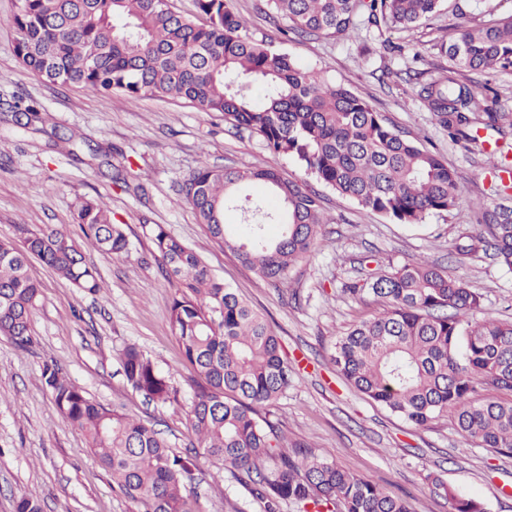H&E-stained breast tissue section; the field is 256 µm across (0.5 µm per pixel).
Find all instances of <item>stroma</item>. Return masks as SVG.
Instances as JSON below:
<instances>
[{"mask_svg":"<svg viewBox=\"0 0 512 512\" xmlns=\"http://www.w3.org/2000/svg\"><path fill=\"white\" fill-rule=\"evenodd\" d=\"M17 0H0V113L24 98L65 132L85 140L76 157L49 147L44 133H16L0 121V239L15 227L70 226L79 198L103 201L130 241L127 256L86 253L107 290L84 293L39 261L30 273L40 286L32 316V349L0 338V512H14L19 496L35 492L43 512H136L115 492L85 435L70 425L41 382L45 364H57L87 396L120 406L162 432L175 451L189 448L194 372L169 324L174 295L161 272L151 227L164 225L195 249L211 269L262 313L300 371L288 393L263 410L288 442L331 454L348 472L404 499L408 512H448L432 477L481 502L484 512H512V456L484 448L458 433L451 417L418 427L368 399L336 375L330 363L339 331L384 310L370 294L347 293L369 274L427 259L481 296V315L512 321V270L478 244L476 204L512 206L500 192L488 151L449 136L417 95L408 71L423 79L448 69L447 48L461 24L512 15V0H444L418 28L393 32L360 25L341 36L284 35L266 14L265 0H232L250 34L273 43L302 65L365 99L388 125L441 156L461 188L458 206L419 224H399L336 191L321 188L331 218L311 252L273 287L212 242L181 198V186L200 165L272 169L305 180L293 159L274 153L248 131L180 100L121 93L89 95L46 84L13 52L10 24ZM481 106L512 112V71L464 72ZM111 148L113 167L128 168V188L100 173L89 146ZM134 344L168 377L167 403L154 404L127 385L120 352ZM198 458L192 489L200 512H263V505L232 474L214 479Z\"/></svg>","mask_w":512,"mask_h":512,"instance_id":"1","label":"stroma"}]
</instances>
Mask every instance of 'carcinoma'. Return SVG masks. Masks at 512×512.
Here are the masks:
<instances>
[{
    "label": "carcinoma",
    "instance_id": "carcinoma-1",
    "mask_svg": "<svg viewBox=\"0 0 512 512\" xmlns=\"http://www.w3.org/2000/svg\"><path fill=\"white\" fill-rule=\"evenodd\" d=\"M443 0H267L269 16L298 35H342L357 18L388 30H411L439 11ZM191 17L174 14L165 0H18L11 24L14 54L35 77L88 93L119 91L187 100L258 137L272 152L293 157L307 175L359 206L401 224H418L460 200L455 173L432 151L390 127L349 89L248 32L231 0H194ZM452 66L424 84L420 97L451 137L480 147L482 127L512 128V112H480L477 92L462 71H512V16L461 27L448 46ZM11 120L44 131L41 111L17 102ZM494 171L512 189L509 148ZM266 184L282 207L246 194ZM183 200L206 235L273 285L311 249L330 218L321 197L298 180L266 170H220L201 163L182 188ZM238 208L243 224L230 229L224 210ZM480 240L512 269V209L479 207ZM269 224L281 225L275 240ZM78 233L17 224L18 241L0 240V336L27 351L39 285L31 259L44 263L79 290L102 292V278L78 241L116 257L129 254L122 225L100 200L82 198L73 213ZM152 240L162 273L175 288L169 323L195 373L190 428L202 455L250 485L264 512L283 501L329 506L338 512H408L365 477L327 455L281 451V432L260 410L285 395L297 365L284 360L280 341L254 310L201 257L161 224ZM371 293L386 309L340 332L330 360L350 385L393 414L426 426L453 418L458 432L485 448L512 456V399L481 395L512 392V322L479 320L481 295L426 259L349 288ZM127 384L146 399L171 398L167 378L137 346L121 353ZM57 409L82 431L113 488L139 512H200L191 490L193 456L175 453L165 438L119 406L89 398L55 364L41 373ZM434 492L456 512H484L482 504L432 478ZM15 512H42L22 495Z\"/></svg>",
    "mask_w": 512,
    "mask_h": 512
}]
</instances>
